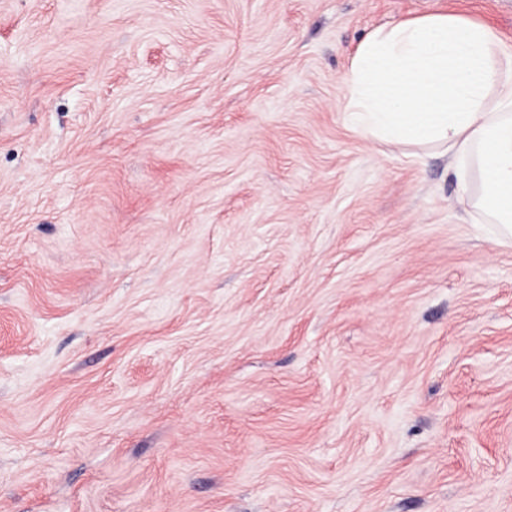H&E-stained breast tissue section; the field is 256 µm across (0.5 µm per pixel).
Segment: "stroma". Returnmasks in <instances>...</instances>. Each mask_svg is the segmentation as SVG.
Returning <instances> with one entry per match:
<instances>
[{
  "label": "stroma",
  "mask_w": 512,
  "mask_h": 512,
  "mask_svg": "<svg viewBox=\"0 0 512 512\" xmlns=\"http://www.w3.org/2000/svg\"><path fill=\"white\" fill-rule=\"evenodd\" d=\"M512 0H0V512H512V243L341 107Z\"/></svg>",
  "instance_id": "1"
}]
</instances>
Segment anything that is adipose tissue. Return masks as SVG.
Returning a JSON list of instances; mask_svg holds the SVG:
<instances>
[{
  "label": "adipose tissue",
  "mask_w": 512,
  "mask_h": 512,
  "mask_svg": "<svg viewBox=\"0 0 512 512\" xmlns=\"http://www.w3.org/2000/svg\"><path fill=\"white\" fill-rule=\"evenodd\" d=\"M345 82L355 132L448 153L468 206L512 237V49L492 27L448 11L378 26Z\"/></svg>",
  "instance_id": "adipose-tissue-1"
}]
</instances>
